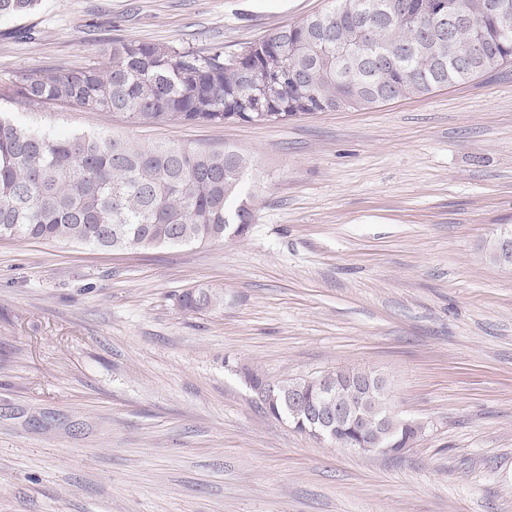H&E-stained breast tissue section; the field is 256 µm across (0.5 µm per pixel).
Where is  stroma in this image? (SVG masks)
<instances>
[{
    "instance_id": "stroma-1",
    "label": "stroma",
    "mask_w": 512,
    "mask_h": 512,
    "mask_svg": "<svg viewBox=\"0 0 512 512\" xmlns=\"http://www.w3.org/2000/svg\"><path fill=\"white\" fill-rule=\"evenodd\" d=\"M330 0H41L0 18V110L60 136L232 146L245 238L113 252L0 240V512H512V66L285 123H128L9 93L113 38L235 52ZM223 304L185 314L179 294ZM383 378L403 457L265 414L246 374ZM179 307L189 313H204L223 303L221 292L215 288L202 287L183 292L177 300Z\"/></svg>"
}]
</instances>
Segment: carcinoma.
I'll list each match as a JSON object with an SVG mask.
<instances>
[{"label":"carcinoma","instance_id":"cac0c4a2","mask_svg":"<svg viewBox=\"0 0 512 512\" xmlns=\"http://www.w3.org/2000/svg\"><path fill=\"white\" fill-rule=\"evenodd\" d=\"M446 3L471 17L451 42L439 17ZM40 0H0V17H23ZM512 0H333L315 14L235 53L205 55L165 43L112 39L103 67L32 72L15 83L29 107L59 102L109 112L143 125L286 122L317 112L360 110L423 97L512 63L501 15ZM252 160L233 147L193 148L74 134L60 138L0 114V239L72 241L100 249L146 250L242 238L254 221L258 191ZM179 307L204 313L223 303L215 288L182 293ZM368 372L338 370L273 381L250 373L264 412L309 434L328 417L339 448L379 442L398 458L416 443L412 422L394 435L382 425L386 386L355 388ZM305 409L288 406V392Z\"/></svg>","mask_w":512,"mask_h":512}]
</instances>
